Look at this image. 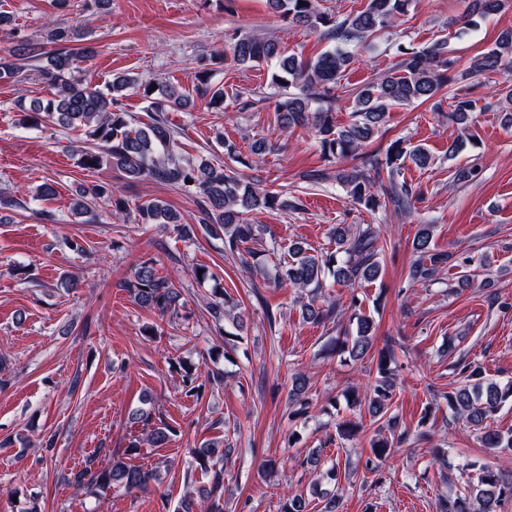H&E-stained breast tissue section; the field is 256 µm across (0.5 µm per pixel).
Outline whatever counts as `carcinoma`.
<instances>
[{"label": "carcinoma", "instance_id": "obj_1", "mask_svg": "<svg viewBox=\"0 0 512 512\" xmlns=\"http://www.w3.org/2000/svg\"><path fill=\"white\" fill-rule=\"evenodd\" d=\"M417 0H367L363 9L346 15L328 12L319 0H267L274 15L294 27L317 32L324 39L336 43L314 58H302L288 53L271 36L241 31L235 34L230 46L232 61L239 66L272 68V83L283 89L275 101L277 124L285 130L296 127L312 130L322 154L344 163L336 169V183L346 190L351 200L374 212L389 205L398 211L411 208L420 191L404 178L410 165L426 168L433 164V156L421 145H411L403 138L392 141L385 150L372 149L385 128L390 112L414 104L429 102L441 107V92L468 77L487 72L507 71L512 74V28L503 30L494 46L479 53L460 67V59L449 55L448 40L440 38L415 47L397 45V61L361 90L351 96L350 122L336 125V102L341 99V80L355 62V55L347 50L350 45L372 46V38L414 11ZM461 15L449 22L463 31L477 24V20L494 17L512 7V0H463ZM46 43L64 45L84 40L76 28L52 20ZM44 59L47 65L39 68L43 83L54 90L52 97L36 98L22 107L23 121L38 126L53 124L67 129L84 131L87 147L82 150L81 164L100 166L109 163L123 170L128 178L153 181L193 191L201 197L196 224L179 222L176 214L163 201L151 199L130 209L128 201L119 193L98 183L81 185L76 190L72 213L81 216L90 213V206L103 200L117 218L133 217L136 224H160L172 228L177 237L191 240L197 230L224 239V251L232 255L251 253L249 244L257 242L262 228L250 224L244 215L251 212L282 210L289 203L282 194L254 186L243 175L227 165L202 161L198 164L182 158L177 152L176 135L168 124L166 113L183 109L194 101L203 100L207 106L218 108L224 104V88L210 82L208 71H199L198 83L188 90L166 82L143 83L128 74H115L105 86L92 84L72 74V54L62 50L45 52L25 39L12 47L0 49V78L21 82L27 79L30 62ZM136 90L148 99L150 122L132 124L130 113L122 110L120 97ZM450 116L461 125V134L448 145V158L455 157L466 145L469 114L476 111V101L452 92L449 97ZM336 249L330 253H312L300 243L289 246V260L278 272V282L300 292L317 294L327 287V277L337 285L372 283L380 273V234L372 224H336L331 229ZM433 225L421 224L412 241L413 255L408 277L415 283L430 282L441 265L449 263L452 255L430 248ZM124 288L134 302L143 308L155 310L162 317H179L180 293L174 284L158 274L151 260L137 267ZM233 299L224 293H214L208 310L216 322L231 316ZM348 325L331 340V350L346 353L349 358L362 360L374 344L372 315L362 311L358 298L350 296ZM336 306L326 309L314 301L301 304V316L307 321L322 322L332 316ZM396 361L394 345L379 351L376 376L372 384L361 390L352 385L343 394L352 397L349 406L366 410L382 421L370 438L374 457H386L394 444L406 440L405 432L397 431L396 417L388 414L395 387ZM457 386L444 395L448 411L470 424L479 434L482 446L493 451L512 450V431L502 432L491 425L502 403L512 398V381L505 384L488 378L483 367L470 361L462 365ZM310 379L300 373L294 376L288 399L300 406L304 415L310 407L307 393ZM142 425L141 435L130 442L135 452L146 444L162 448L175 433L165 421L155 423L153 413L139 409L133 417ZM362 423L357 419H343L335 424L336 436L350 440L360 433ZM231 449L224 441L210 440L192 450L191 455L207 477L208 486L198 489L205 512H224V460ZM158 470H145L121 460L112 461L104 470H93L91 465L72 476L77 490L93 488L124 491L145 490L157 479ZM332 490L319 486L312 494L323 499L321 512H336L343 484L339 463L334 461L325 470ZM512 502V476L483 465L477 482L465 492L454 493L439 502L440 512H502V505Z\"/></svg>", "mask_w": 512, "mask_h": 512}]
</instances>
